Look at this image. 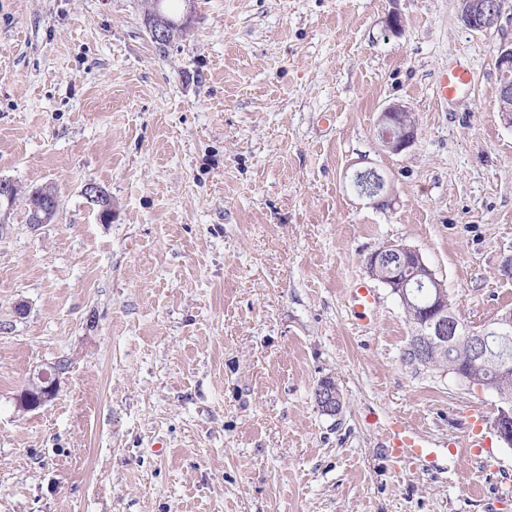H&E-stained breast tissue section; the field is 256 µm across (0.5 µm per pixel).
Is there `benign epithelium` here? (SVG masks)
Returning <instances> with one entry per match:
<instances>
[{
    "label": "benign epithelium",
    "mask_w": 512,
    "mask_h": 512,
    "mask_svg": "<svg viewBox=\"0 0 512 512\" xmlns=\"http://www.w3.org/2000/svg\"><path fill=\"white\" fill-rule=\"evenodd\" d=\"M507 0H467V7L461 11V20L470 30L485 31L496 27L504 13ZM152 8L157 11L152 38L163 44L170 40V26L175 21L165 15L161 0H152ZM495 64L503 76L499 88V107L504 123L512 127V110L505 103L512 102V45H503L497 49ZM378 138L382 146L393 153H400L412 146L418 137V126L412 113L403 106H390L381 113L378 123ZM85 196L98 210L99 219L107 221L112 214L110 195L100 186L89 184ZM410 262L415 263L419 274L416 283L430 287V302L415 308L413 319L416 344L414 355L420 362L429 356L442 353L449 348L464 344L469 350V362L472 364L488 358L490 341L506 339L512 331V309L504 311L490 327L480 331L465 332L461 323L448 305V293L435 278L433 271L414 249L403 245H389L374 252L367 260L369 274L387 285L398 294L402 301L415 298L414 284L401 280L394 271ZM65 372L62 362L57 361L33 373L24 387L15 397L16 408L22 412L38 410L54 401L60 390V380ZM499 406L493 427L506 447H512V399L498 395ZM317 405L328 415H335L341 409L340 395L335 383L325 378L315 389Z\"/></svg>",
    "instance_id": "7a95c632"
}]
</instances>
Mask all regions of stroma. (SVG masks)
Segmentation results:
<instances>
[{"mask_svg":"<svg viewBox=\"0 0 512 512\" xmlns=\"http://www.w3.org/2000/svg\"><path fill=\"white\" fill-rule=\"evenodd\" d=\"M171 8L189 23L159 44L144 0H0V178L19 191L0 227V512H512L496 397L405 364L409 318L366 268L405 245L467 329L512 308L495 67L512 14L476 32L460 0ZM451 64L475 83L444 101ZM393 104L418 125L399 153L377 136ZM364 166L389 205L354 192ZM47 184L56 216L28 224ZM59 359L55 401L17 411ZM398 420L430 457L387 453ZM85 196L98 210L99 219L107 221L112 214V200L110 195L96 184H88L85 188ZM317 405L328 415H336L341 409L340 395L335 383L329 379H322L315 389Z\"/></svg>","mask_w":512,"mask_h":512,"instance_id":"35a3bbf8","label":"stroma"}]
</instances>
